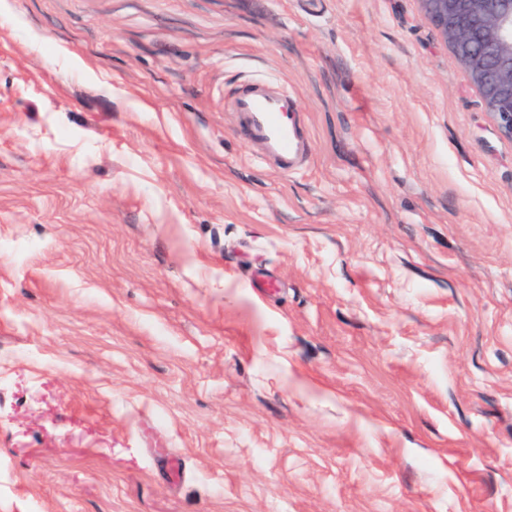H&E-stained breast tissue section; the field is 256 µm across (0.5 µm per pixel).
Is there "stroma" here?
<instances>
[{"mask_svg": "<svg viewBox=\"0 0 512 512\" xmlns=\"http://www.w3.org/2000/svg\"><path fill=\"white\" fill-rule=\"evenodd\" d=\"M0 512H512V141L417 0L0 5ZM241 138L281 173L311 161L313 146L297 98L276 83H257L234 93L229 104Z\"/></svg>", "mask_w": 512, "mask_h": 512, "instance_id": "obj_1", "label": "stroma"}]
</instances>
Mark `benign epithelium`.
I'll list each match as a JSON object with an SVG mask.
<instances>
[{
    "instance_id": "1",
    "label": "benign epithelium",
    "mask_w": 512,
    "mask_h": 512,
    "mask_svg": "<svg viewBox=\"0 0 512 512\" xmlns=\"http://www.w3.org/2000/svg\"><path fill=\"white\" fill-rule=\"evenodd\" d=\"M467 72L497 133L512 140V0H418Z\"/></svg>"
}]
</instances>
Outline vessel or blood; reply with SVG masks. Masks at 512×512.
Segmentation results:
<instances>
[{
    "label": "vessel or blood",
    "mask_w": 512,
    "mask_h": 512,
    "mask_svg": "<svg viewBox=\"0 0 512 512\" xmlns=\"http://www.w3.org/2000/svg\"><path fill=\"white\" fill-rule=\"evenodd\" d=\"M229 110L241 138L264 161L288 174L308 164L313 146L297 98L276 83L237 91Z\"/></svg>",
    "instance_id": "1"
}]
</instances>
